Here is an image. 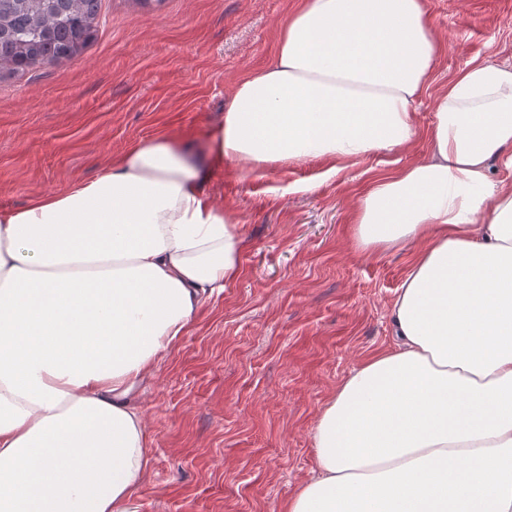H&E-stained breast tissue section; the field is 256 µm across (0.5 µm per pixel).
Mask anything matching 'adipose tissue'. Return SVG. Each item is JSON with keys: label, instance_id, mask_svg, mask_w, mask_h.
<instances>
[{"label": "adipose tissue", "instance_id": "adipose-tissue-1", "mask_svg": "<svg viewBox=\"0 0 512 512\" xmlns=\"http://www.w3.org/2000/svg\"><path fill=\"white\" fill-rule=\"evenodd\" d=\"M441 50L425 0H298L205 155L150 138L0 210V512H135L152 465L137 393L240 273L238 223L204 184L227 160L335 175L408 148ZM428 138L354 215L359 248L418 245L396 344L339 385L317 474L282 512H512V180L491 177L512 171V66L449 78Z\"/></svg>", "mask_w": 512, "mask_h": 512}]
</instances>
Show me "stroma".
<instances>
[{"label": "stroma", "mask_w": 512, "mask_h": 512, "mask_svg": "<svg viewBox=\"0 0 512 512\" xmlns=\"http://www.w3.org/2000/svg\"><path fill=\"white\" fill-rule=\"evenodd\" d=\"M293 0H99L74 57L0 67V209L99 175L164 135L201 147L235 82L275 57ZM443 51L415 106L422 135L335 176L308 160L225 163L204 190L237 220L241 274L199 310L138 394L152 467L138 512H282L316 474L312 435L340 383L395 337L409 249L359 250L351 215L371 179L429 155L449 76L512 63V0H427Z\"/></svg>", "instance_id": "1"}]
</instances>
